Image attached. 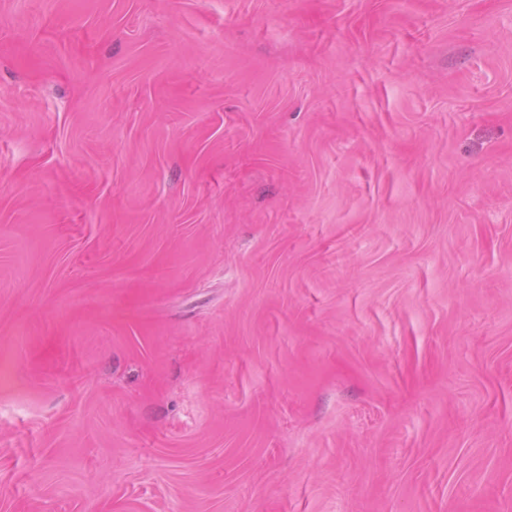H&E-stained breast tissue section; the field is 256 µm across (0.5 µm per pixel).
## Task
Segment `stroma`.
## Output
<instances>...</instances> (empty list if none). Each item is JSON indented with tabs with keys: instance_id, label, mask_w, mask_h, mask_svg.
I'll use <instances>...</instances> for the list:
<instances>
[{
	"instance_id": "35a3bbf8",
	"label": "stroma",
	"mask_w": 512,
	"mask_h": 512,
	"mask_svg": "<svg viewBox=\"0 0 512 512\" xmlns=\"http://www.w3.org/2000/svg\"><path fill=\"white\" fill-rule=\"evenodd\" d=\"M0 512H512V0H0Z\"/></svg>"
}]
</instances>
